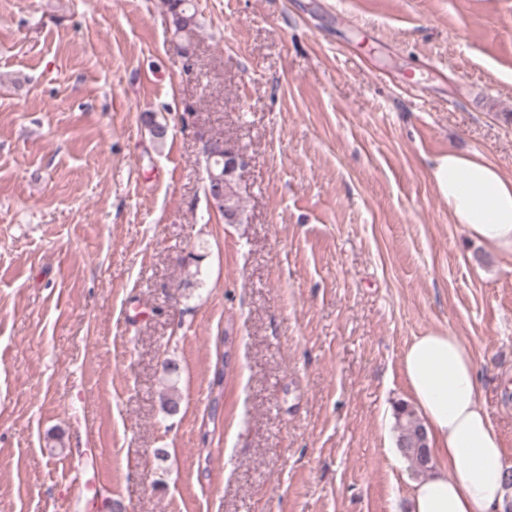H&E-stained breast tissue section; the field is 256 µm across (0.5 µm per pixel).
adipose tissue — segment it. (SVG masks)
Here are the masks:
<instances>
[{"label":"adipose tissue","mask_w":512,"mask_h":512,"mask_svg":"<svg viewBox=\"0 0 512 512\" xmlns=\"http://www.w3.org/2000/svg\"><path fill=\"white\" fill-rule=\"evenodd\" d=\"M431 175L453 223L512 255V178L478 156L454 151L435 160ZM401 365L429 446L442 462L414 483L412 512H501L507 462L480 405L470 346L452 332L430 330L414 337Z\"/></svg>","instance_id":"ef3b65f1"}]
</instances>
